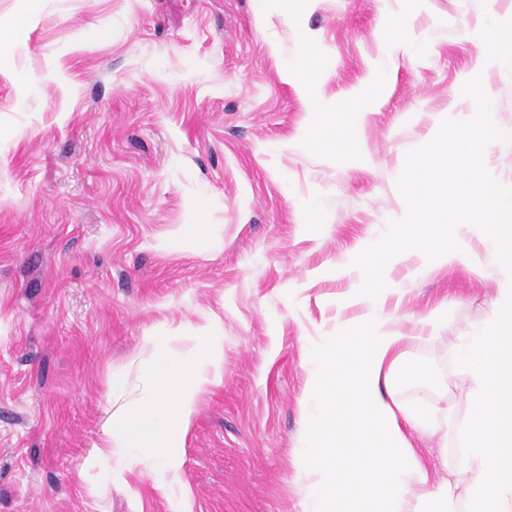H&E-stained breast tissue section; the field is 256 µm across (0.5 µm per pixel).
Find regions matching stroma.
<instances>
[{
  "label": "stroma",
  "instance_id": "stroma-1",
  "mask_svg": "<svg viewBox=\"0 0 512 512\" xmlns=\"http://www.w3.org/2000/svg\"><path fill=\"white\" fill-rule=\"evenodd\" d=\"M489 7L512 23V0H298L289 17L278 0H0V512H306L308 350L365 313L337 261L381 240L397 173L478 90L512 126V70H473ZM401 14L421 56L386 52ZM303 32L312 89L295 75ZM375 82L357 160L302 147L314 104L346 110ZM391 278L403 332L450 301L439 339L409 354L431 378L396 391L447 405L465 386L452 343L497 275L432 257ZM210 324L221 373L178 470L99 454L147 390V337L183 351Z\"/></svg>",
  "mask_w": 512,
  "mask_h": 512
}]
</instances>
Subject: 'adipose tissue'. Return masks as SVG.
Listing matches in <instances>:
<instances>
[{
	"instance_id": "1",
	"label": "adipose tissue",
	"mask_w": 512,
	"mask_h": 512,
	"mask_svg": "<svg viewBox=\"0 0 512 512\" xmlns=\"http://www.w3.org/2000/svg\"><path fill=\"white\" fill-rule=\"evenodd\" d=\"M483 28L478 70L511 69L512 29L493 20ZM489 102L488 91H478L465 123L445 128V136L462 143L459 154L437 147L410 161L398 176L403 208L388 236L362 245L355 262L338 264L353 279L351 298L367 312L337 322L306 361L299 470L309 481V512H512V199L484 189V148H512V129L495 122ZM362 117L359 107L347 114L315 107L304 144L318 150L332 143L337 157H349L348 132ZM464 224L478 227L483 254L462 237ZM433 248L441 263L500 277L486 320L457 339L454 363L468 389L458 429L461 454L444 478L432 473L410 434L441 432L449 413L396 397L394 379L419 382L431 372L406 365L413 339L386 309L395 289L390 270L410 260L423 266ZM196 337L201 348L185 353L151 337L152 356L142 368L151 393L104 438L105 447L127 449L128 465L155 458L175 466L215 358L216 334L201 328Z\"/></svg>"
}]
</instances>
